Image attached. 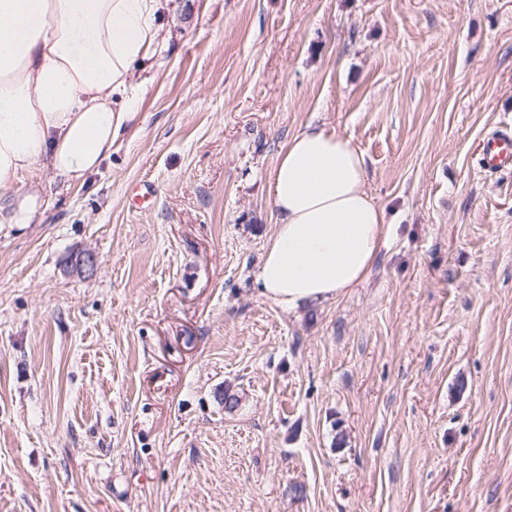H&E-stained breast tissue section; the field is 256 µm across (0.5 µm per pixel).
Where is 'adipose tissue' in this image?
Wrapping results in <instances>:
<instances>
[{
	"mask_svg": "<svg viewBox=\"0 0 512 512\" xmlns=\"http://www.w3.org/2000/svg\"><path fill=\"white\" fill-rule=\"evenodd\" d=\"M165 0H0V224H30L39 192L16 180L46 169L82 179L136 116L135 63L157 43ZM276 214L257 273L262 294L296 309L359 285L389 226L367 159L345 136L305 125L272 172Z\"/></svg>",
	"mask_w": 512,
	"mask_h": 512,
	"instance_id": "adipose-tissue-1",
	"label": "adipose tissue"
}]
</instances>
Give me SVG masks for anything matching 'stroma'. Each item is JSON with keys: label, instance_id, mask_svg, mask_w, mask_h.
I'll return each mask as SVG.
<instances>
[{"label": "stroma", "instance_id": "1", "mask_svg": "<svg viewBox=\"0 0 512 512\" xmlns=\"http://www.w3.org/2000/svg\"><path fill=\"white\" fill-rule=\"evenodd\" d=\"M135 74L98 170L0 224V512H512V174L479 163L512 0H169ZM309 123L390 232L290 310L256 273Z\"/></svg>", "mask_w": 512, "mask_h": 512}]
</instances>
